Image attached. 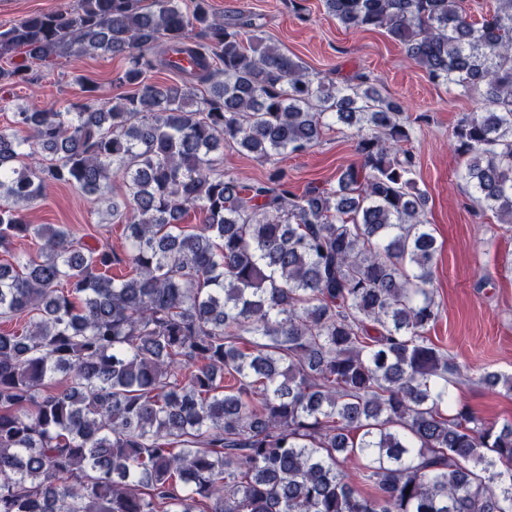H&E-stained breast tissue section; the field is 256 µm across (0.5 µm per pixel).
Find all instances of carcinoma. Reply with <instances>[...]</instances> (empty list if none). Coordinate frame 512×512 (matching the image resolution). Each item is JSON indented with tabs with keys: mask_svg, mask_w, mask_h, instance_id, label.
Segmentation results:
<instances>
[{
	"mask_svg": "<svg viewBox=\"0 0 512 512\" xmlns=\"http://www.w3.org/2000/svg\"><path fill=\"white\" fill-rule=\"evenodd\" d=\"M323 3L479 103L454 129L461 177L512 224V0L480 21L462 0ZM252 26L210 0H77L0 31L1 60L109 54L132 88L107 99L87 78L63 111L0 101V249L41 241L0 263V319L22 323L0 329V512H512V420L452 409L465 384L512 395V374L473 376L427 336L438 246L401 105ZM181 55L180 82L153 81ZM31 80L0 68V85ZM332 120L360 156L334 186L220 167L226 143L271 163ZM52 184L107 202L125 250L29 223Z\"/></svg>",
	"mask_w": 512,
	"mask_h": 512,
	"instance_id": "1",
	"label": "carcinoma"
}]
</instances>
